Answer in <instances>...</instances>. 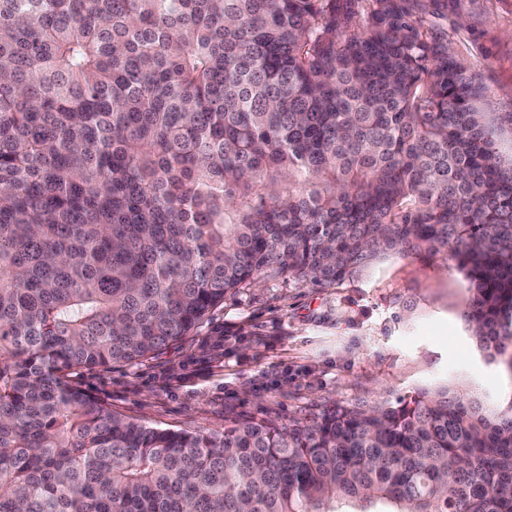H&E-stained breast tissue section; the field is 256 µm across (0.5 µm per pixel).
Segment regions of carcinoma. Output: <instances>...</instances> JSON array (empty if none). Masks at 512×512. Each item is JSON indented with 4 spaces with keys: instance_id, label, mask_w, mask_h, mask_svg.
<instances>
[{
    "instance_id": "1",
    "label": "carcinoma",
    "mask_w": 512,
    "mask_h": 512,
    "mask_svg": "<svg viewBox=\"0 0 512 512\" xmlns=\"http://www.w3.org/2000/svg\"><path fill=\"white\" fill-rule=\"evenodd\" d=\"M482 95L398 0H0V512H512V396L197 433L69 381L390 254L456 263L512 379V113Z\"/></svg>"
}]
</instances>
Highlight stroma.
Wrapping results in <instances>:
<instances>
[{
	"mask_svg": "<svg viewBox=\"0 0 512 512\" xmlns=\"http://www.w3.org/2000/svg\"><path fill=\"white\" fill-rule=\"evenodd\" d=\"M407 0L417 26L447 40L512 113V0ZM469 292L443 257L389 255L329 288L266 278L225 295L181 340L141 363L82 369L71 381L143 423L191 431L228 418H285L313 404H374L455 382L502 401L512 381L478 355Z\"/></svg>",
	"mask_w": 512,
	"mask_h": 512,
	"instance_id": "35a3bbf8",
	"label": "stroma"
}]
</instances>
